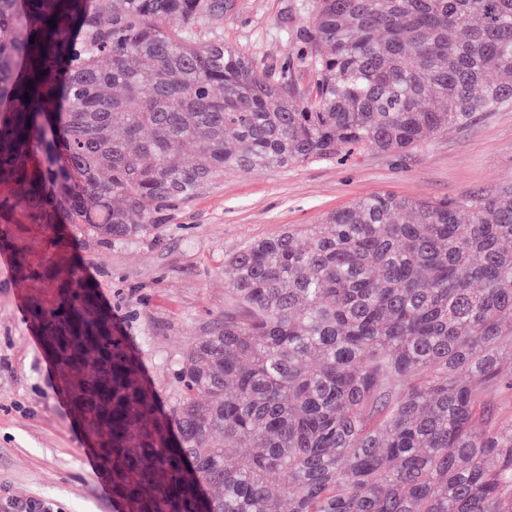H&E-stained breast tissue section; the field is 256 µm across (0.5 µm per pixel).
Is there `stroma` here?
I'll list each match as a JSON object with an SVG mask.
<instances>
[{"label":"stroma","instance_id":"35a3bbf8","mask_svg":"<svg viewBox=\"0 0 512 512\" xmlns=\"http://www.w3.org/2000/svg\"><path fill=\"white\" fill-rule=\"evenodd\" d=\"M225 44L258 61L289 63L297 85L310 72L296 36L312 0H234ZM512 186V106L478 112L402 152L365 150L285 168L233 171L162 217L161 239L83 244L86 276L138 355L163 405L188 345L224 310L225 263L250 243L302 229L327 211L376 192L410 199L489 193ZM28 294L0 256V512L7 500L40 497L60 512H119L101 463L73 414L62 377L30 323Z\"/></svg>","mask_w":512,"mask_h":512}]
</instances>
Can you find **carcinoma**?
<instances>
[{
	"mask_svg": "<svg viewBox=\"0 0 512 512\" xmlns=\"http://www.w3.org/2000/svg\"><path fill=\"white\" fill-rule=\"evenodd\" d=\"M0 0V250L125 512H512V189L359 198L228 261L157 392L72 228L161 236L226 171L405 152L512 105V0H313L310 81L224 43L233 0ZM146 59L149 64L139 65ZM498 74L500 78L493 79ZM194 156L184 157V146ZM234 443L224 448L218 436ZM494 466H489V461ZM486 400L490 407V425H512V389L504 386L489 389Z\"/></svg>",
	"mask_w": 512,
	"mask_h": 512,
	"instance_id": "carcinoma-1",
	"label": "carcinoma"
}]
</instances>
